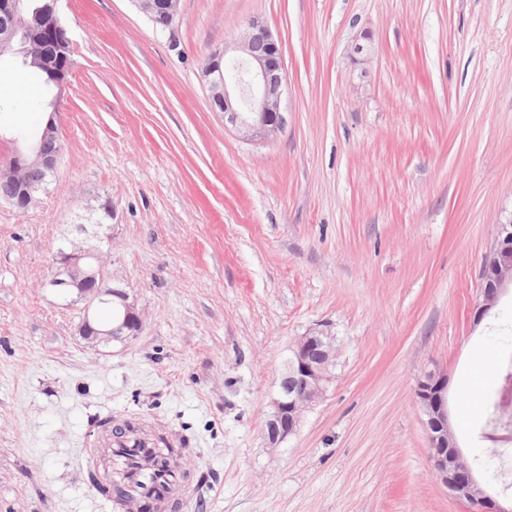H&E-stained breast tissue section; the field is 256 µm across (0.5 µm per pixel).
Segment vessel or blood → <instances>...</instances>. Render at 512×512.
Wrapping results in <instances>:
<instances>
[{
	"label": "vessel or blood",
	"mask_w": 512,
	"mask_h": 512,
	"mask_svg": "<svg viewBox=\"0 0 512 512\" xmlns=\"http://www.w3.org/2000/svg\"><path fill=\"white\" fill-rule=\"evenodd\" d=\"M105 444L112 450L113 464L126 471L130 497L120 503L113 495H105L104 512H137L147 501L161 512H181L195 487L177 464L160 468L150 448L137 447L124 437H107Z\"/></svg>",
	"instance_id": "1"
}]
</instances>
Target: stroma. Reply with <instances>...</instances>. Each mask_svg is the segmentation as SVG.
Returning a JSON list of instances; mask_svg holds the SVG:
<instances>
[{"label": "stroma", "instance_id": "35a3bbf8", "mask_svg": "<svg viewBox=\"0 0 512 512\" xmlns=\"http://www.w3.org/2000/svg\"><path fill=\"white\" fill-rule=\"evenodd\" d=\"M60 5V165L28 211L0 201V512H103L82 461L99 419L185 436V512H478L434 474L415 389L435 368L463 456L511 496L512 294L474 304L512 217V0H178L170 33L133 0ZM255 18L286 71L264 141L225 127L202 75ZM97 222L112 238L86 244L143 318L106 346L45 286ZM319 324L335 379L266 447L288 346Z\"/></svg>", "mask_w": 512, "mask_h": 512}]
</instances>
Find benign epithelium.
Listing matches in <instances>:
<instances>
[{
	"instance_id": "1",
	"label": "benign epithelium",
	"mask_w": 512,
	"mask_h": 512,
	"mask_svg": "<svg viewBox=\"0 0 512 512\" xmlns=\"http://www.w3.org/2000/svg\"><path fill=\"white\" fill-rule=\"evenodd\" d=\"M25 0H0V53L12 51L35 57L34 65L54 77L57 93L67 84L68 68L61 65L67 56L68 38L58 18L59 0H44L29 19L23 18ZM152 22H166L177 13L178 0H134ZM239 49L246 64L245 75L236 76L247 88V104L241 89L227 81L225 54L214 53L204 67L211 106L224 113V125L233 127L246 141L256 140L283 125L281 100L285 83L284 61L278 39L260 20L252 19L240 37ZM51 113L39 138L25 152H15L0 166L20 189V198L29 206L36 189L26 178L31 165L48 173L56 170L61 148L49 152L42 143L59 139ZM49 286L70 295L82 304L83 315L77 330L95 345H107L136 335L142 327L136 300L109 272L103 257L74 242L57 249L50 266ZM475 319L491 310L507 289H512V219L499 225L493 248L485 256ZM106 304L115 311L112 321L103 325L97 311ZM336 340L327 330L314 327L296 337L289 346L277 390L270 400L265 422L268 447L279 448L299 427L305 409L319 403L333 379ZM448 375L429 371L418 379L416 395L427 430L430 458L436 477L458 497L479 506L480 512H512L476 479L467 466L448 419Z\"/></svg>"
}]
</instances>
